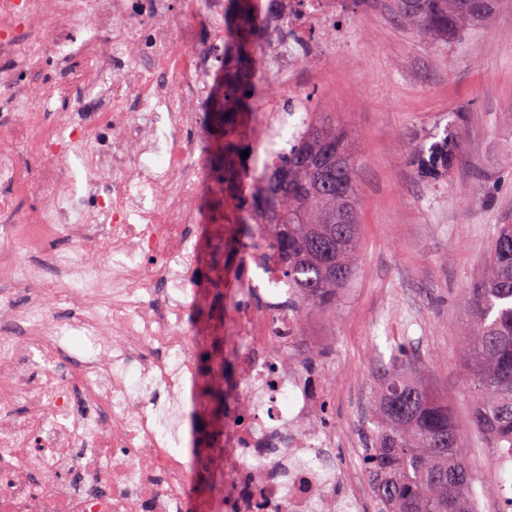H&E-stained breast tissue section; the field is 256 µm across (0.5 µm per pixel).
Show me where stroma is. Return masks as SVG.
<instances>
[{
    "instance_id": "stroma-1",
    "label": "stroma",
    "mask_w": 512,
    "mask_h": 512,
    "mask_svg": "<svg viewBox=\"0 0 512 512\" xmlns=\"http://www.w3.org/2000/svg\"><path fill=\"white\" fill-rule=\"evenodd\" d=\"M339 44L296 78L316 109L356 132L359 273L335 317L304 329L328 337L327 375L343 394L333 426L374 435L371 365L391 343L418 354L427 382L452 403L479 505L512 485L501 451L473 427L464 388L462 296L486 267L495 229L512 224V4L495 26L433 45L397 22L390 0H357L338 17ZM461 112L462 152L444 183L416 178L407 155L448 114Z\"/></svg>"
}]
</instances>
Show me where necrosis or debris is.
<instances>
[{"instance_id": "4bbe7bcc", "label": "necrosis or debris", "mask_w": 512, "mask_h": 512, "mask_svg": "<svg viewBox=\"0 0 512 512\" xmlns=\"http://www.w3.org/2000/svg\"><path fill=\"white\" fill-rule=\"evenodd\" d=\"M350 0H280L264 71L284 75L297 48L327 50ZM194 0H0V58L76 55L82 66L33 94L17 77L0 106V220L19 194L35 196L26 254L0 253L26 291L23 313L0 297V512H364L366 480L348 434L326 413L339 394L325 376L323 336L302 333L297 293L266 241L261 215L236 201L244 170L272 166L282 140L298 142L304 89L267 99L254 114L208 134L211 48L191 46ZM63 32L45 40L48 21ZM49 112L60 121L46 120ZM195 132V141L185 138ZM232 138L249 152L224 185V215L193 205L204 173L198 143ZM41 160L28 172L20 154ZM103 245L102 272L49 249L59 236ZM224 247L223 267L207 258ZM74 304L58 317L55 306ZM214 305L205 319L193 313ZM69 336L91 349L73 355ZM188 400L189 414L161 419L134 394L129 373ZM223 385L214 411L204 385ZM248 422H241L243 411ZM192 434L195 468L179 456ZM224 478V503L204 486Z\"/></svg>"}]
</instances>
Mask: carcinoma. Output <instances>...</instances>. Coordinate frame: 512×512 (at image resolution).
I'll return each mask as SVG.
<instances>
[{"mask_svg":"<svg viewBox=\"0 0 512 512\" xmlns=\"http://www.w3.org/2000/svg\"><path fill=\"white\" fill-rule=\"evenodd\" d=\"M397 17L425 37L448 43L474 26H490L503 0H487L488 12L472 0H393ZM259 0H226L224 7V118L246 112L261 98L253 49L236 35L252 32ZM443 136L415 146L408 163L418 179L447 177L461 151L456 113ZM354 134L332 112H315L301 140L281 153L265 186L248 196L250 209L267 214L275 232L269 245L281 271L301 297L298 312L336 310L356 275L359 225ZM333 141L327 157L322 145ZM468 314L464 370L473 425L494 448L512 449V224H500L485 271L464 297ZM420 360L398 343L379 356L373 378L377 410L375 447L368 462L373 489L385 512H478L474 478L463 462L448 401L421 377Z\"/></svg>","mask_w":512,"mask_h":512,"instance_id":"cac0c4a2","label":"carcinoma"}]
</instances>
